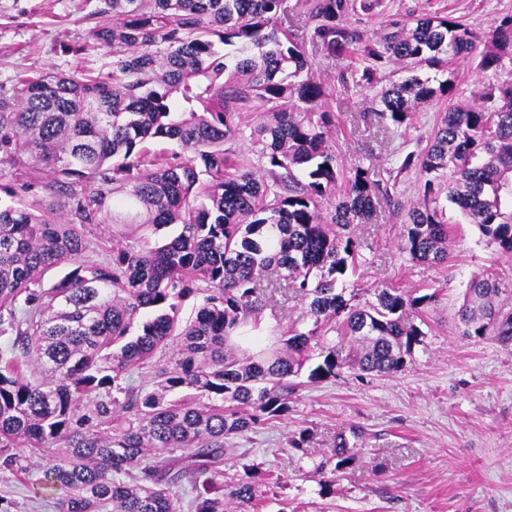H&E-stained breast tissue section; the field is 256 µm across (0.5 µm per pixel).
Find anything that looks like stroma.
Listing matches in <instances>:
<instances>
[{
  "label": "stroma",
  "mask_w": 512,
  "mask_h": 512,
  "mask_svg": "<svg viewBox=\"0 0 512 512\" xmlns=\"http://www.w3.org/2000/svg\"><path fill=\"white\" fill-rule=\"evenodd\" d=\"M95 8L96 0H0V85L12 88L26 71L106 70L105 52L87 47ZM427 12L462 17L482 34L495 18L512 14V0H384L381 15L362 18L361 26L373 32L387 15ZM373 95L361 89L337 107L338 147L343 165L363 163L384 182L398 155L425 146L446 105H420L412 125L385 136L351 121ZM419 188L418 176L409 174L372 223L354 227L369 248L347 285L437 292L424 310L423 341L404 370L389 376L361 378L344 369L311 382L299 375L287 416L237 438V447L263 464L261 512H512V340L464 338L453 323L472 274L512 284V259L452 207L448 262L408 261L397 244ZM354 427L363 435L359 459L336 476L319 473L338 435ZM303 430L309 442L302 454L289 442ZM61 495L45 485L42 468L24 475L0 470L8 512H57Z\"/></svg>",
  "instance_id": "1"
}]
</instances>
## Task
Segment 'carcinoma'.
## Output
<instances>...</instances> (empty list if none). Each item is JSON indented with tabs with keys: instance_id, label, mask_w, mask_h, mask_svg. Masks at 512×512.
Segmentation results:
<instances>
[{
	"instance_id": "carcinoma-1",
	"label": "carcinoma",
	"mask_w": 512,
	"mask_h": 512,
	"mask_svg": "<svg viewBox=\"0 0 512 512\" xmlns=\"http://www.w3.org/2000/svg\"><path fill=\"white\" fill-rule=\"evenodd\" d=\"M381 6L99 0L88 39L112 57L108 71L0 87V177L23 173L0 204V468L25 473V451H54L43 477L65 492L58 512H259L252 482L224 483V461L247 455L235 438L288 414L305 365L321 358L314 381L345 368L391 375L422 343L413 318L435 294L346 288L365 248L353 227L390 192L341 163L334 90L314 65L359 58L339 73L345 93L376 87L392 65L406 71L358 115L397 130L419 105L453 98L465 60L512 76V15L482 36L438 12L372 36L350 22ZM244 112L261 113L248 134ZM157 142L177 149L147 147ZM393 172L421 180L400 237L408 260L448 262L442 196L512 258V79L446 109ZM45 176L68 202L34 193ZM88 224L118 228L101 261L88 259ZM282 287L306 304L307 329L262 326L266 308L278 318ZM456 316L460 336L512 339V285L472 277ZM166 350L173 366L153 364ZM150 367L152 383L134 384ZM350 439L337 438L332 472L355 461Z\"/></svg>"
}]
</instances>
